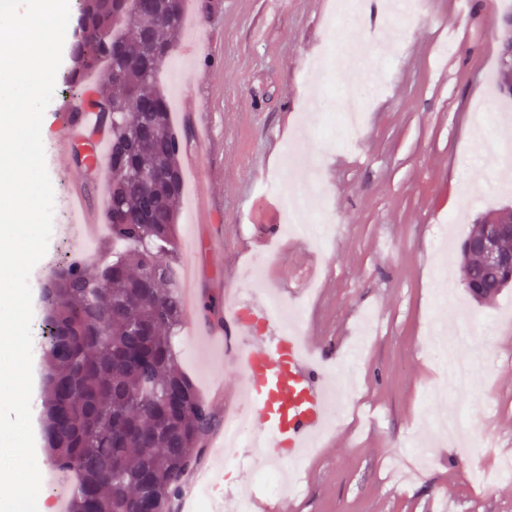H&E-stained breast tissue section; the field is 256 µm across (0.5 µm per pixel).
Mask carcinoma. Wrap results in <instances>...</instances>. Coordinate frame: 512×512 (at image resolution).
I'll list each match as a JSON object with an SVG mask.
<instances>
[{
  "instance_id": "obj_1",
  "label": "carcinoma",
  "mask_w": 512,
  "mask_h": 512,
  "mask_svg": "<svg viewBox=\"0 0 512 512\" xmlns=\"http://www.w3.org/2000/svg\"><path fill=\"white\" fill-rule=\"evenodd\" d=\"M135 0H84L81 40L66 76L71 97L120 111L102 122L110 140L125 138L129 156L111 173L108 208L133 216L109 224L112 242L125 246L93 273L72 257L41 291L42 349L49 365L41 398L42 440L54 466L73 472L68 512H140L151 499L159 512L205 459L219 420L180 369L173 340L183 322L174 276L177 214L183 179L173 192H152L136 168L165 162L181 170L188 130L174 128L170 101L157 72L168 59H145L148 43L172 50L183 35L186 0L173 14L134 9ZM105 61L98 83L87 73ZM120 72L121 80H113ZM464 285L480 298L500 291V277L471 260Z\"/></svg>"
}]
</instances>
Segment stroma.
I'll list each match as a JSON object with an SVG mask.
<instances>
[{
    "label": "stroma",
    "instance_id": "obj_1",
    "mask_svg": "<svg viewBox=\"0 0 512 512\" xmlns=\"http://www.w3.org/2000/svg\"><path fill=\"white\" fill-rule=\"evenodd\" d=\"M469 2L464 16L449 0H424L414 19L372 10L340 21L336 0H190L186 34L160 71L173 124L191 133L180 156L177 261L193 268L199 303L185 309L176 338L183 369L201 393L223 388L212 402L217 414L231 410L241 374L225 368L203 330L224 309L229 280L243 279L255 257L268 285L295 290L316 354L354 376L347 415L286 493L294 512H512V479L478 492L469 482L476 464L512 458V286L489 302L473 298L459 255L476 217L512 207L501 163L480 149L485 139L512 145V100L494 90V25L512 0ZM387 21L402 29V45L380 77L338 69L312 77L332 26L342 24L361 54L371 29ZM347 88L367 102L351 136L331 106ZM76 107L62 91L43 118L61 229L31 272L36 288L72 255L91 264L112 258L109 233L83 244L69 228L67 197L81 194L104 218L109 181L65 153L58 132ZM290 151L316 165L322 185L307 197L302 221L332 212L331 236L282 232L271 250L243 255L246 239L284 223ZM444 321L468 328L478 352L471 386L448 387L446 403L492 440L480 460L442 443L423 461L413 446V435L429 436L437 419L432 389L444 373L427 333ZM222 471L210 488L216 501L259 484L249 448Z\"/></svg>",
    "mask_w": 512,
    "mask_h": 512
}]
</instances>
